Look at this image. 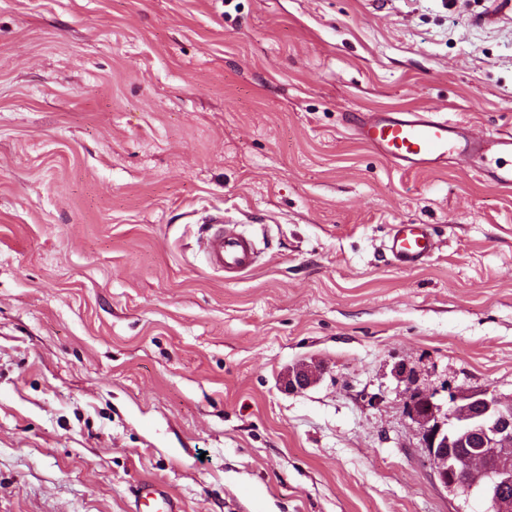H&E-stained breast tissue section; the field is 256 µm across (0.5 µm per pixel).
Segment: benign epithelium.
Returning <instances> with one entry per match:
<instances>
[{
  "label": "benign epithelium",
  "instance_id": "1",
  "mask_svg": "<svg viewBox=\"0 0 512 512\" xmlns=\"http://www.w3.org/2000/svg\"><path fill=\"white\" fill-rule=\"evenodd\" d=\"M315 380L314 371L304 370L288 378V388L304 390ZM432 399L431 394H415L408 412L422 430L440 483L466 493L478 488L488 504L487 512H512V499L500 494L502 485L512 483V400L487 391L461 392L451 395L452 406L444 413ZM474 403L481 405V414L470 416L468 406ZM459 432L479 447L480 467L475 479L467 483L454 476L463 467L462 460L448 455L451 436Z\"/></svg>",
  "mask_w": 512,
  "mask_h": 512
}]
</instances>
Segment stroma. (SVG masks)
Listing matches in <instances>:
<instances>
[{"instance_id": "35a3bbf8", "label": "stroma", "mask_w": 512, "mask_h": 512, "mask_svg": "<svg viewBox=\"0 0 512 512\" xmlns=\"http://www.w3.org/2000/svg\"><path fill=\"white\" fill-rule=\"evenodd\" d=\"M407 111L512 133V0H0V512L147 479L185 512H486L407 404L512 398V191L349 121ZM218 212L260 252L233 280ZM213 229L200 244L206 263L215 272L224 273V279H235L251 271L259 252L254 242L236 224H224V216L210 218ZM436 242L425 224H396L385 244L393 264L401 268L424 265L436 248Z\"/></svg>"}]
</instances>
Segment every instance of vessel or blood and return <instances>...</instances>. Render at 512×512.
<instances>
[{
  "label": "vessel or blood",
  "mask_w": 512,
  "mask_h": 512,
  "mask_svg": "<svg viewBox=\"0 0 512 512\" xmlns=\"http://www.w3.org/2000/svg\"><path fill=\"white\" fill-rule=\"evenodd\" d=\"M360 138L393 167L431 170L455 156L461 161L491 159L489 179L512 189V133L467 138L459 127L433 112H371L359 115ZM212 232L200 248L213 271L234 279L251 271L259 253L251 238L237 225L225 223L223 215L211 217ZM436 242L427 225L396 224L385 244L393 264L401 268L424 265ZM136 512H183L178 498L162 487L142 483L136 493Z\"/></svg>",
  "instance_id": "b4317fda"
}]
</instances>
